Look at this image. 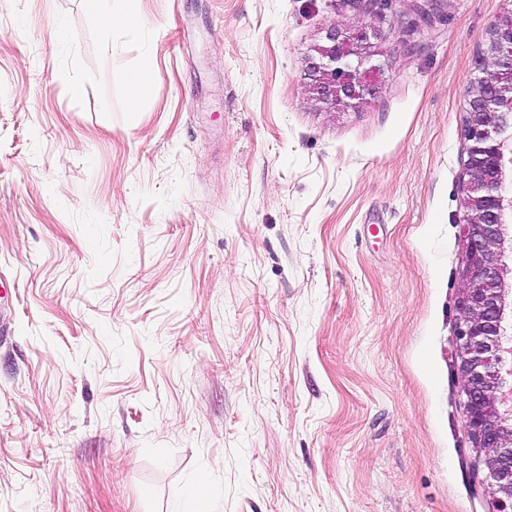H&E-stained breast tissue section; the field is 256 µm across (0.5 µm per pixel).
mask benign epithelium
Wrapping results in <instances>:
<instances>
[{
	"instance_id": "obj_1",
	"label": "benign epithelium",
	"mask_w": 512,
	"mask_h": 512,
	"mask_svg": "<svg viewBox=\"0 0 512 512\" xmlns=\"http://www.w3.org/2000/svg\"><path fill=\"white\" fill-rule=\"evenodd\" d=\"M356 25L326 33L327 44L308 63L309 89L335 112L357 107L376 94L373 78L384 70L374 24L388 0H353ZM488 65L478 74L465 105L468 161L462 177L460 321L451 356L466 396L467 434L484 467L481 485L488 512H512V85L499 66L512 65V25L495 22L488 32Z\"/></svg>"
}]
</instances>
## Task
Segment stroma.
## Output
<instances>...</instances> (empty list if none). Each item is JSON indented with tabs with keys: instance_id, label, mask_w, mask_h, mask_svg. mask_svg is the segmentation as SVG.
I'll return each mask as SVG.
<instances>
[{
	"instance_id": "1",
	"label": "stroma",
	"mask_w": 512,
	"mask_h": 512,
	"mask_svg": "<svg viewBox=\"0 0 512 512\" xmlns=\"http://www.w3.org/2000/svg\"><path fill=\"white\" fill-rule=\"evenodd\" d=\"M112 6L0 0V512H487L450 361L505 0L404 41L392 0L342 112L305 73L344 0ZM106 2L108 0H90L88 1L90 8L97 14H103L108 22V24L112 27V29L117 27H132L138 23V16L133 13H114V11L110 12L107 9ZM149 63L150 58L146 57L139 69L125 71L121 76L127 98L132 105L139 103L148 93L146 75Z\"/></svg>"
}]
</instances>
